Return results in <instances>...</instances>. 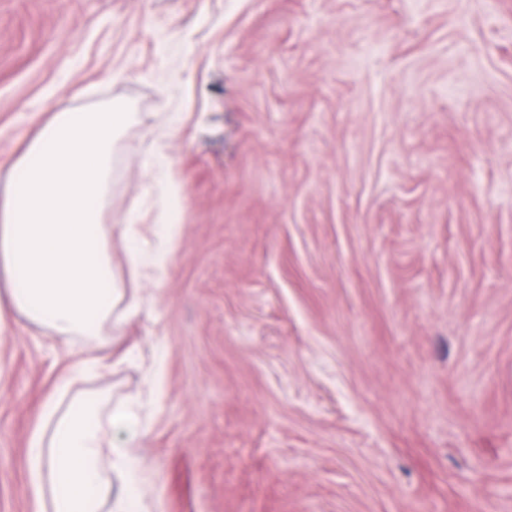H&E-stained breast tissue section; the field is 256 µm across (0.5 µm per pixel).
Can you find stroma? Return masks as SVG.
Returning a JSON list of instances; mask_svg holds the SVG:
<instances>
[{
    "label": "stroma",
    "instance_id": "obj_1",
    "mask_svg": "<svg viewBox=\"0 0 512 512\" xmlns=\"http://www.w3.org/2000/svg\"><path fill=\"white\" fill-rule=\"evenodd\" d=\"M60 100L136 114L108 224L181 115L168 276L79 384L142 399L146 512H512V0H0V168ZM66 362L0 327V512Z\"/></svg>",
    "mask_w": 512,
    "mask_h": 512
}]
</instances>
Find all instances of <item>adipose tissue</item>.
Returning a JSON list of instances; mask_svg holds the SVG:
<instances>
[{
  "label": "adipose tissue",
  "mask_w": 512,
  "mask_h": 512,
  "mask_svg": "<svg viewBox=\"0 0 512 512\" xmlns=\"http://www.w3.org/2000/svg\"><path fill=\"white\" fill-rule=\"evenodd\" d=\"M133 119L124 104L76 111L57 105L13 169L0 174V268L23 285L0 298V325L22 314L77 351L56 377L26 450L35 512H141V490L155 472L131 452L142 439L138 399L113 404L78 381L103 370L93 351L116 315L148 308L112 285L113 235L129 245L138 277L161 282L174 252L176 220L155 225L104 223L118 133Z\"/></svg>",
  "instance_id": "adipose-tissue-1"
}]
</instances>
